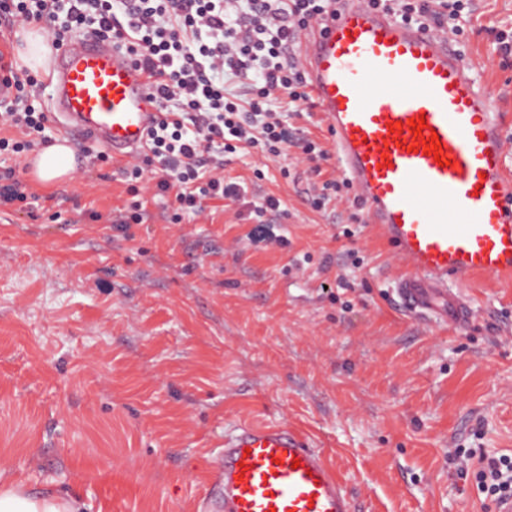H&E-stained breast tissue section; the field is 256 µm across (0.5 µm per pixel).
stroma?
Listing matches in <instances>:
<instances>
[{
  "mask_svg": "<svg viewBox=\"0 0 512 512\" xmlns=\"http://www.w3.org/2000/svg\"><path fill=\"white\" fill-rule=\"evenodd\" d=\"M457 49L512 145V0H470ZM27 155L0 156L38 197L0 209V484L73 488L87 512H218L212 471L241 423L286 425L335 465L354 512H493L454 452L512 455V282L469 280L462 333L394 301L400 264L355 194L314 209L307 162L243 152L224 168L261 189L165 219L173 194L130 184L122 160L45 188ZM280 197L287 246H252L247 218ZM152 218L113 231L133 201ZM101 218L74 223L76 210ZM347 287H339V280Z\"/></svg>",
  "mask_w": 512,
  "mask_h": 512,
  "instance_id": "stroma-1",
  "label": "stroma"
}]
</instances>
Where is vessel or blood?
<instances>
[{"mask_svg": "<svg viewBox=\"0 0 512 512\" xmlns=\"http://www.w3.org/2000/svg\"><path fill=\"white\" fill-rule=\"evenodd\" d=\"M302 64L343 172L406 267L395 285L409 316L450 329L474 315L471 278L512 281V169L503 115L443 33L367 0H339L302 42ZM61 139L131 157L159 116L134 63L78 39L46 65ZM424 118L422 134L410 119ZM438 137L439 155L427 154ZM222 512H353L336 470L285 426H240L216 469Z\"/></svg>", "mask_w": 512, "mask_h": 512, "instance_id": "1", "label": "vessel or blood"}]
</instances>
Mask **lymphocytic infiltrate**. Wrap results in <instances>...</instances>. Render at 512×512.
Wrapping results in <instances>:
<instances>
[{
	"label": "lymphocytic infiltrate",
	"instance_id": "lymphocytic-infiltrate-1",
	"mask_svg": "<svg viewBox=\"0 0 512 512\" xmlns=\"http://www.w3.org/2000/svg\"><path fill=\"white\" fill-rule=\"evenodd\" d=\"M335 0H0V21L11 30H42L55 48L85 35L113 43L146 75L161 114L146 149L125 175L152 174L158 195L175 193L182 214L201 210L200 200H240L245 186L224 179L239 150H260L276 159L295 152L320 163L328 154L296 137L274 107L307 100V80L296 56L302 34L330 14ZM403 22L462 35L458 19L465 0H368ZM44 80L17 67L0 50V152L20 154L48 143L50 117L38 101ZM281 199L267 195L249 213L254 243L277 244L273 225L284 215ZM474 461L487 497H512V457L460 448Z\"/></svg>",
	"mask_w": 512,
	"mask_h": 512
}]
</instances>
